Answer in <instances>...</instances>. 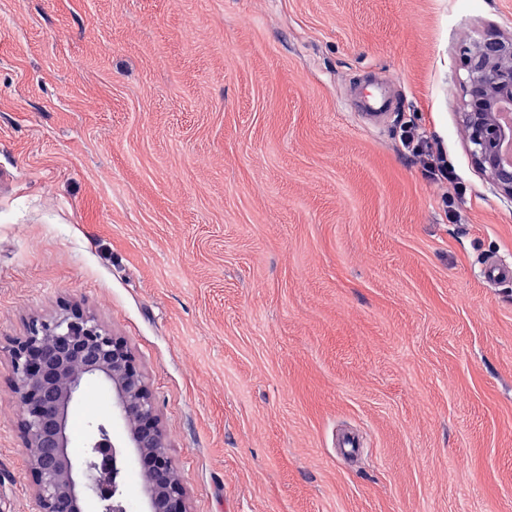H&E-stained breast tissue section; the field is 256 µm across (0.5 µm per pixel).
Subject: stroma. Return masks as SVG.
<instances>
[{"instance_id": "35a3bbf8", "label": "stroma", "mask_w": 512, "mask_h": 512, "mask_svg": "<svg viewBox=\"0 0 512 512\" xmlns=\"http://www.w3.org/2000/svg\"><path fill=\"white\" fill-rule=\"evenodd\" d=\"M488 33L512 0H0V512H38L10 349L67 306L127 342L188 512H512V200L461 123ZM100 422L92 383L74 455Z\"/></svg>"}]
</instances>
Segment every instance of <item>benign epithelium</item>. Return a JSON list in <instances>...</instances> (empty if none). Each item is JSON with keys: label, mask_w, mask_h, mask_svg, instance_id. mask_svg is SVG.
<instances>
[{"label": "benign epithelium", "mask_w": 512, "mask_h": 512, "mask_svg": "<svg viewBox=\"0 0 512 512\" xmlns=\"http://www.w3.org/2000/svg\"><path fill=\"white\" fill-rule=\"evenodd\" d=\"M463 128L476 166L512 199V38L486 35L464 46ZM21 427L38 512H125L119 481V447L132 449L144 480V512H188L185 494L156 414L152 395L126 341L95 318L66 307L52 322H34L11 349ZM115 392L112 411L123 421L127 440L117 445L109 425L94 426L84 456H71L70 407L86 382Z\"/></svg>", "instance_id": "benign-epithelium-1"}]
</instances>
